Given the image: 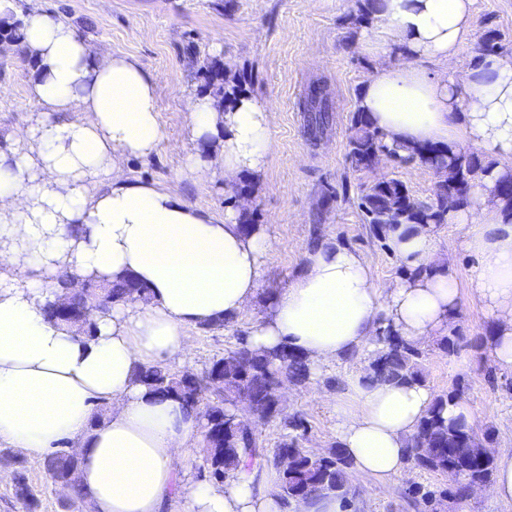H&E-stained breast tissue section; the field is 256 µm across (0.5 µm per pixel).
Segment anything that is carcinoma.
Returning <instances> with one entry per match:
<instances>
[{"mask_svg":"<svg viewBox=\"0 0 512 512\" xmlns=\"http://www.w3.org/2000/svg\"><path fill=\"white\" fill-rule=\"evenodd\" d=\"M12 22L0 23V39L20 43L22 34L17 13L28 9L26 0H13ZM377 0H356L354 22L365 27L376 10ZM501 49L497 30L488 29L481 37L476 58L496 55ZM310 85L299 101V109L311 113L309 131L315 136L330 121L331 108L321 104ZM387 153L394 163L417 162L432 169L439 177L434 197L420 201L410 196L405 185L394 178L367 184L360 190L358 207L370 232L381 243H386L388 232L398 224H445L448 221V188L456 183L474 187V183L488 174L493 164L486 163L476 153L453 151L436 145L390 148L384 135L374 128L365 113L355 111L351 133L347 141L346 162L354 171L364 169L367 161ZM497 196L505 202L506 215L512 218V174L505 172L496 181ZM91 288L84 295L73 297L72 305L91 306L97 295L104 296L107 306L145 298L147 289L133 277L116 281L90 280ZM463 339L455 327L439 337L437 348L447 355L455 353ZM382 348L371 356L367 377L395 383L425 382L422 368L423 351L416 344L386 328L378 335ZM312 372L305 358L298 352L283 347L273 352L252 349L245 333L237 336V346L218 358L208 368L191 376L175 372L164 363L141 367L136 380L149 391L178 397L183 404L202 413L204 448L203 469L219 480L237 469L247 472L257 468L273 469L277 474V499L280 512H290L297 493L317 485L322 494L333 495L342 503V509H356L349 483L352 463L340 445L319 458L308 454L303 446L308 430L307 422L298 415L281 417L278 385L283 377L295 385H306ZM247 401L249 408L265 419L277 420L282 427L280 440L273 448L263 445L259 430L241 426L239 403ZM465 400L463 379H453L448 391L435 396L408 439V447L427 449L426 456H409L408 461L423 471L442 474L448 469L462 472L470 483L487 484L492 481L496 456L492 430L480 432L463 420H449L443 416L448 404ZM80 461L68 452L57 450L45 460V468L52 478L76 474ZM466 507L469 505L465 487L448 490L437 485L416 484L408 489L407 499L416 512H433V500L443 494ZM14 496L24 512H33L35 495L20 476L16 478Z\"/></svg>","mask_w":512,"mask_h":512,"instance_id":"cac0c4a2","label":"carcinoma"}]
</instances>
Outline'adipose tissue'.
Segmentation results:
<instances>
[{
  "label": "adipose tissue",
  "instance_id": "1",
  "mask_svg": "<svg viewBox=\"0 0 512 512\" xmlns=\"http://www.w3.org/2000/svg\"><path fill=\"white\" fill-rule=\"evenodd\" d=\"M22 18L31 62L34 134L0 148V441L42 459L74 441L78 484L93 512H279L269 476L235 472L219 486L193 480L198 413L139 384V367L185 363L188 328L237 317L256 300L269 250L265 227L244 233L250 201L242 175L262 176L273 149L274 110L243 95L225 106L211 94L187 99L191 137L218 149L188 154L185 178L207 171L231 198L223 222L179 196L131 179L128 160H147L162 140L157 82L133 57L101 53L38 0ZM361 38L375 62L358 107L386 142L474 145L497 159L470 206L449 209L478 260L469 282L495 322L490 352L512 369V223L494 192L512 168V56L465 72L454 60L471 31L474 0H379ZM421 58L443 63L432 74ZM391 250L428 273L381 286L358 250L330 241L304 263L247 332L255 350L291 346L311 369L359 360L380 329L426 343L459 311L457 267L440 256L434 225L390 232ZM143 283L144 300L91 313L93 335L44 314L54 282ZM426 384L374 382L351 373L336 403L340 445L358 471L388 483L407 466V440L432 401ZM189 495H182V487Z\"/></svg>",
  "mask_w": 512,
  "mask_h": 512
}]
</instances>
